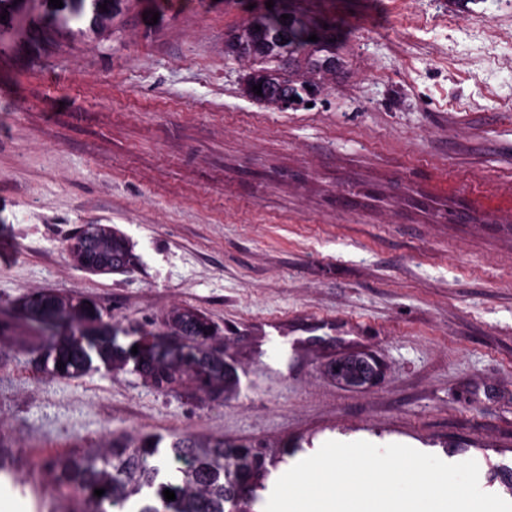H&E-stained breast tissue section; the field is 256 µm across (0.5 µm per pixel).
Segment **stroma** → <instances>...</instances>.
Returning <instances> with one entry per match:
<instances>
[{
	"label": "stroma",
	"mask_w": 512,
	"mask_h": 512,
	"mask_svg": "<svg viewBox=\"0 0 512 512\" xmlns=\"http://www.w3.org/2000/svg\"><path fill=\"white\" fill-rule=\"evenodd\" d=\"M0 0L27 33L0 56V471L15 512H77L30 466L115 436L190 432L266 453L330 439L512 470V0H277L328 26L346 71L310 104L245 92L224 53L245 0ZM124 32L96 37L104 12ZM158 13L155 24L145 12ZM108 224L125 274L62 242ZM32 292L76 293L123 328L186 307L220 329L240 379L221 403L98 366L42 377L18 337ZM288 344L284 364L267 346ZM371 358L350 386L330 364Z\"/></svg>",
	"instance_id": "1"
}]
</instances>
